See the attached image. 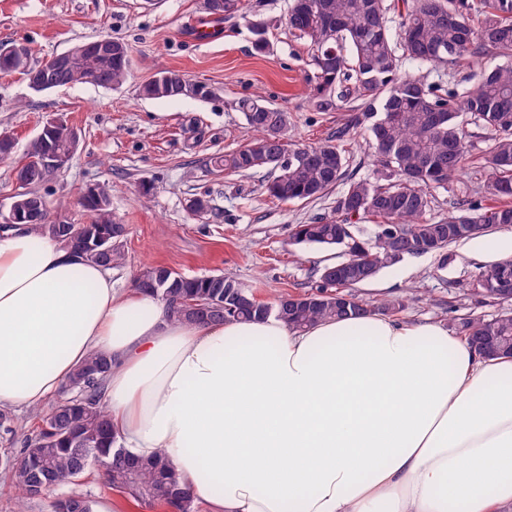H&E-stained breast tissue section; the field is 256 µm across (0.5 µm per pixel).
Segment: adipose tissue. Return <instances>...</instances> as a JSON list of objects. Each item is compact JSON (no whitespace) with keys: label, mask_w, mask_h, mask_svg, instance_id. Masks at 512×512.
<instances>
[{"label":"adipose tissue","mask_w":512,"mask_h":512,"mask_svg":"<svg viewBox=\"0 0 512 512\" xmlns=\"http://www.w3.org/2000/svg\"><path fill=\"white\" fill-rule=\"evenodd\" d=\"M94 352L125 447L165 451L210 512H512V356L374 312L191 327L0 228V407H41Z\"/></svg>","instance_id":"1"}]
</instances>
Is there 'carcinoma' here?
Segmentation results:
<instances>
[{
    "label": "carcinoma",
    "mask_w": 512,
    "mask_h": 512,
    "mask_svg": "<svg viewBox=\"0 0 512 512\" xmlns=\"http://www.w3.org/2000/svg\"><path fill=\"white\" fill-rule=\"evenodd\" d=\"M214 2L204 0L211 16L242 14L244 0H224L222 9ZM477 15L482 16L478 26ZM286 25L308 48L313 108L334 112L344 102H361L355 123L368 132L375 157L371 176L347 175L346 130L315 144L297 143L291 114L258 95L236 104L248 143L215 155L210 166L236 175L270 171L266 191L283 203L316 201L344 184L331 214L298 224L292 233L293 244L339 249L343 259L319 268L310 291L280 294L270 302L259 300L250 288L247 298L239 297L241 281L230 275L189 277L163 265L146 266L134 287L159 298L170 321L196 326L273 315L303 331L352 311L400 312L405 296L370 306L352 290L407 256L440 252L470 238L474 224L485 229L512 225V205L502 202L512 197V0H401L393 6L387 0H291ZM269 27L261 17L249 20L257 54L269 48ZM22 49L29 63L20 75L36 74L42 92L88 81L118 89L131 67L130 48L117 38L110 56L86 42L74 46L67 69H56L48 60L35 64L31 49ZM483 55L495 63L473 71V83L462 89L402 71L406 63L457 69ZM186 80L178 71H164L142 84L139 93L146 99H178ZM463 115L469 120H460ZM481 137L487 146L478 150L474 140ZM77 147L65 129L29 142L19 162L14 214L84 258L88 249L98 251L96 264L121 267L128 229L112 218L107 184H92L80 197L89 215L85 224H68L53 214L40 192L54 179L43 165L45 156L53 153L67 161ZM470 167L480 175L474 186L477 199L438 219L427 217L436 203L429 188L445 187L449 177ZM364 218L375 220L374 234L367 239L355 234L353 224ZM501 273L512 274V259L477 275L468 284L469 294L501 303L486 293ZM458 330L488 358L512 355V309L491 318L463 317ZM110 366L99 354L78 365L66 381L72 396L35 415L36 434L24 442L20 458H1L0 469L9 474L22 501L43 497L100 465L107 488L137 507L174 505L177 512H195L192 490L165 452L143 459L119 442L102 402ZM92 503L89 497L66 495L52 509L91 512Z\"/></svg>",
    "instance_id": "cac0c4a2"
}]
</instances>
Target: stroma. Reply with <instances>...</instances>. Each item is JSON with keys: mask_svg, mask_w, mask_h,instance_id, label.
Segmentation results:
<instances>
[{"mask_svg": "<svg viewBox=\"0 0 512 512\" xmlns=\"http://www.w3.org/2000/svg\"><path fill=\"white\" fill-rule=\"evenodd\" d=\"M289 3L246 0L244 16L219 22L213 40L199 43L189 32L208 19L204 0H0V47L26 44L36 60L102 35L130 46V75L117 90L84 83L37 93L21 75H0V133L13 137L16 154L52 116H62L79 135L77 151L45 189L51 207L85 222L77 204L81 191L92 183L109 185L112 215L129 228L127 261L113 269L114 287L132 289L143 266L161 264L187 276H234L268 301L277 293H302L319 267L335 261L336 251L290 242L294 225L331 212L335 194L281 203L265 189L267 171L218 176L204 165L245 143V121L235 104L253 94L290 112L303 143L350 124L349 169L360 177L371 173L364 129L354 122L358 104L318 112L309 102L312 69L303 43L285 25ZM254 15L271 23L270 51L262 56L251 47L247 19ZM165 70L207 84L213 97L141 99L140 86ZM144 183L152 187L145 198L139 194ZM200 195L213 206L202 218L187 209ZM487 269L460 242L443 255L405 257L355 293L374 305L407 294L402 319H431L452 331L460 317L500 313L499 304L464 296L467 284Z\"/></svg>", "mask_w": 512, "mask_h": 512, "instance_id": "obj_1", "label": "stroma"}]
</instances>
